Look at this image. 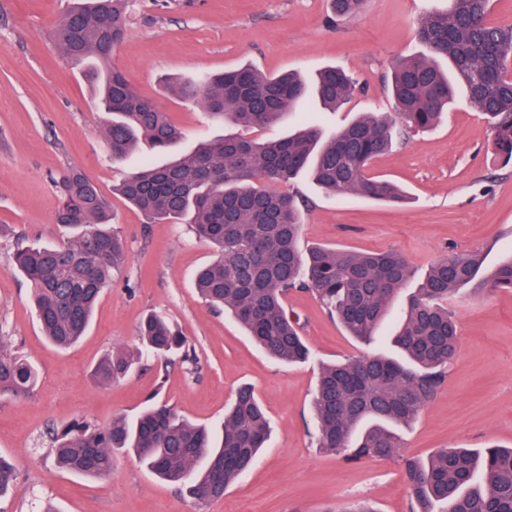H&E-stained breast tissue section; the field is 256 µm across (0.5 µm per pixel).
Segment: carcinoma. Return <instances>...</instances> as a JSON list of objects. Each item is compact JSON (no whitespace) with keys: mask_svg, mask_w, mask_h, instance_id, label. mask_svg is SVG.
Masks as SVG:
<instances>
[{"mask_svg":"<svg viewBox=\"0 0 512 512\" xmlns=\"http://www.w3.org/2000/svg\"><path fill=\"white\" fill-rule=\"evenodd\" d=\"M490 0H448V9L417 21L428 55L398 58L388 90L398 121L365 112L331 135L314 122L283 138L222 137L199 141L161 165H146L114 188L148 223L187 221L195 237L212 246L214 260L194 285L212 308L241 324L271 358L293 365L309 359L299 322L285 307L292 290L310 293L357 341L375 343L391 302L405 290L407 261L396 251L359 252L299 246L301 200L268 190L258 181L289 185L306 177L335 194L355 193L387 204L405 200L394 183L368 175L370 163L410 131L434 126L455 99V87L494 130V150L512 160V25L488 20ZM130 0H85L66 12L53 43L87 67L99 86L106 115L105 139L112 159L130 155L143 139L160 153L183 138L154 99L136 92L111 66L128 36ZM357 81L326 67L311 81L297 73L266 75L243 66L216 76L180 80L178 97L200 105L213 118L244 128H265L302 110L313 96L336 111L353 96ZM55 221L72 231L62 244L17 249L14 268L30 284L37 321L47 339L67 348L85 334L92 310L114 271L128 261L120 232L96 186L72 170L61 181ZM479 250L452 253L435 263L408 295L401 325L390 337L398 356L369 351L321 366L313 411L317 447L349 462L365 457L402 458L412 494L411 512H512V447L442 448L427 459L401 457L393 430L415 421L445 382L459 349L448 301L470 294L512 289V260L482 273ZM139 345L116 349L99 360V385L124 378L149 355L182 352L187 340L168 319L150 313L139 327ZM0 336V398L29 394L37 366L7 349ZM269 436V422L255 391L239 388L215 436L165 405H149L130 419L112 417L99 429L74 421L53 435L58 464L80 476L112 471L119 451L134 453L163 480L185 486L199 501L219 499L254 464Z\"/></svg>","mask_w":512,"mask_h":512,"instance_id":"cac0c4a2","label":"carcinoma"}]
</instances>
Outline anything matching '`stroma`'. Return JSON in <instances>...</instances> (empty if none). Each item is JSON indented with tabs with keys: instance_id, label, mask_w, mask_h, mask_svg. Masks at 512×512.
I'll return each instance as SVG.
<instances>
[{
	"instance_id": "stroma-1",
	"label": "stroma",
	"mask_w": 512,
	"mask_h": 512,
	"mask_svg": "<svg viewBox=\"0 0 512 512\" xmlns=\"http://www.w3.org/2000/svg\"><path fill=\"white\" fill-rule=\"evenodd\" d=\"M72 3L0 0V334L40 372L29 396L0 402V455L17 473L0 512H37L44 500L59 512H341L358 501L375 512H409L411 494L397 461L351 463L317 446L312 399L319 366L358 357L364 346L312 295L293 291L286 306L313 358L296 366L272 360L232 317L197 296L193 275L211 260L209 246L187 225L147 223L115 193V185L158 156L143 142L123 162L112 161L91 84L51 40ZM447 6L448 0H365L358 15L339 18L332 0H133L128 38L112 63L168 112L185 134L184 150L224 135L277 138L287 128L243 130L211 120L171 92L173 80L244 65L268 75H310L336 65L354 74L361 93L338 111L314 107L292 117L314 119L330 134L365 112L395 116L386 91L390 64L425 55L415 21L425 9ZM493 139L485 116L463 102L433 127L410 132L370 170L405 189L407 200L397 206L298 181L294 189L308 202L302 245L397 250L409 264L411 290L452 252L480 250L488 270L511 260L512 162L494 153ZM71 169L107 200L130 260L102 291L86 335L62 350L44 337L12 254L21 245L64 239L54 222L56 182ZM448 307L460 350L418 419L400 427L407 456L512 446V289L464 293ZM152 311L166 315L194 347L196 368L177 356L149 360L97 386L93 367L112 349L136 344L139 323ZM243 385L264 404L271 435L254 467L220 499L198 501L123 452L111 475L90 479L59 469L50 451L51 429L75 419L104 426L113 415L137 414L152 397L196 423H218Z\"/></svg>"
}]
</instances>
